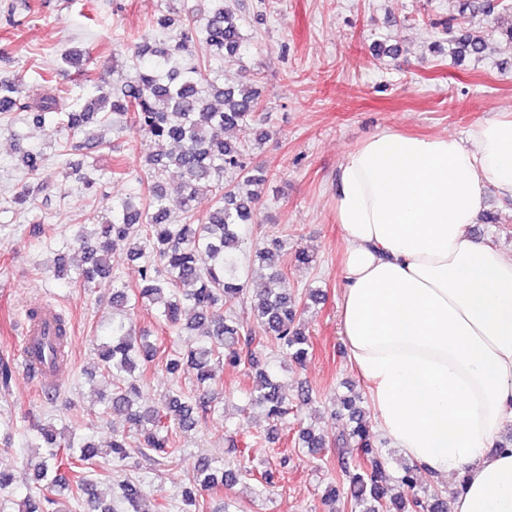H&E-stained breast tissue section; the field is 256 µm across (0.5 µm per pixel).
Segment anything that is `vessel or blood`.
I'll list each match as a JSON object with an SVG mask.
<instances>
[{
	"label": "vessel or blood",
	"instance_id": "1",
	"mask_svg": "<svg viewBox=\"0 0 512 512\" xmlns=\"http://www.w3.org/2000/svg\"><path fill=\"white\" fill-rule=\"evenodd\" d=\"M60 314L50 305L39 308L36 317H28L22 323L20 332L21 349L17 356L18 365L34 386L41 390H56L58 370L39 358V351L52 343L58 334Z\"/></svg>",
	"mask_w": 512,
	"mask_h": 512
}]
</instances>
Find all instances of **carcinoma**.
Listing matches in <instances>:
<instances>
[{"label": "carcinoma", "instance_id": "1", "mask_svg": "<svg viewBox=\"0 0 512 512\" xmlns=\"http://www.w3.org/2000/svg\"><path fill=\"white\" fill-rule=\"evenodd\" d=\"M208 2L207 11L198 16L158 17L154 25L165 39L142 38L133 43L132 57L140 61L135 75L116 84L104 79L94 83V103L81 110L71 108L64 90L51 87L33 99L23 90V76L0 77L1 116L20 112L32 128L54 120L66 131L59 153L64 178L77 175L87 187L93 186L94 181L81 174L80 164L72 162L71 156L84 148L74 137L103 113L125 117L145 138L137 176L145 194L112 203V216L82 225L71 241L85 263L77 274V280L85 285L111 272L112 247L117 241L128 245L130 259L142 261L137 292L131 294L125 284L113 282L111 304L120 317H112V337L98 348L110 385L105 394L108 409L124 416L137 435L134 442L123 435L112 438L106 455L114 463L137 454L158 464L178 456V432L196 426L214 410L216 368L226 362L257 365L256 332L277 342L297 365L309 354L308 334L296 322L301 302L285 287L282 242L272 239L256 249L261 288L251 296L240 271L243 229L254 223L256 204L269 176L264 169L247 164L245 144L227 133L253 126L255 140L260 142L267 139L268 132L257 127L256 93L248 88H226L210 74L213 61L238 60L246 39L239 19L224 7V0ZM498 7L496 0H466L463 10L491 17ZM445 34L459 56L480 57L487 49L484 32L469 22L448 26ZM62 60L79 72L88 70L91 63L81 50L69 52ZM19 154L31 182L16 192L15 203L24 205L39 195L49 197L57 183L46 175V155L22 149ZM170 170L181 177L175 198L162 181ZM204 192L213 195V204L200 218L195 202ZM247 299L251 325L231 314L233 304ZM142 306L156 308L169 328L182 327V316L188 314L192 324L202 329V341L164 363L172 376L185 372L195 376L193 394L175 391L157 405L141 404L136 371L139 362H152L157 356L155 343L136 333L132 325L135 310ZM250 397L274 421L290 410L288 393L267 370L256 373ZM342 408L353 423L344 444L356 450V473L349 488L351 512H435L433 505L412 493L424 476L415 466L405 468L399 477L403 492L390 494L365 412L354 398L345 399ZM30 431L38 453L26 460V467L33 468L39 493L13 499L14 476L0 471L1 510L7 501L13 504L12 512H71L59 502L60 496L68 494L76 503H87L92 512H113L96 492L92 478L96 454L88 440L66 436L40 420L32 421ZM298 441L312 455L329 445L325 435L311 429L300 431ZM235 478L232 471L217 469L208 458L197 459L192 480L182 490L186 512H204L203 492ZM122 499L132 512H140L142 487L124 483Z\"/></svg>", "mask_w": 512, "mask_h": 512}]
</instances>
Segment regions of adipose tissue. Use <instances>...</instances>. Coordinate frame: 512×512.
<instances>
[{
    "label": "adipose tissue",
    "mask_w": 512,
    "mask_h": 512,
    "mask_svg": "<svg viewBox=\"0 0 512 512\" xmlns=\"http://www.w3.org/2000/svg\"><path fill=\"white\" fill-rule=\"evenodd\" d=\"M512 200V113L463 139L383 129L333 183L340 328L380 433L448 481L450 512H512V256L473 232Z\"/></svg>",
    "instance_id": "1"
}]
</instances>
